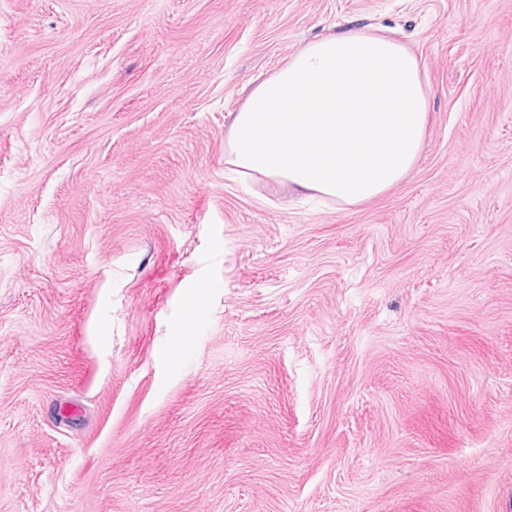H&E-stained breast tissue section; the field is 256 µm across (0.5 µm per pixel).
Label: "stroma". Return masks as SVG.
<instances>
[{"label":"stroma","mask_w":512,"mask_h":512,"mask_svg":"<svg viewBox=\"0 0 512 512\" xmlns=\"http://www.w3.org/2000/svg\"><path fill=\"white\" fill-rule=\"evenodd\" d=\"M363 25L409 175L231 172L249 82ZM0 512H512V0H0Z\"/></svg>","instance_id":"obj_1"}]
</instances>
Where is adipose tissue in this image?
<instances>
[{"mask_svg": "<svg viewBox=\"0 0 512 512\" xmlns=\"http://www.w3.org/2000/svg\"><path fill=\"white\" fill-rule=\"evenodd\" d=\"M429 97L415 55L364 28L308 42L232 113L227 162L350 207L413 168Z\"/></svg>", "mask_w": 512, "mask_h": 512, "instance_id": "adipose-tissue-1", "label": "adipose tissue"}]
</instances>
